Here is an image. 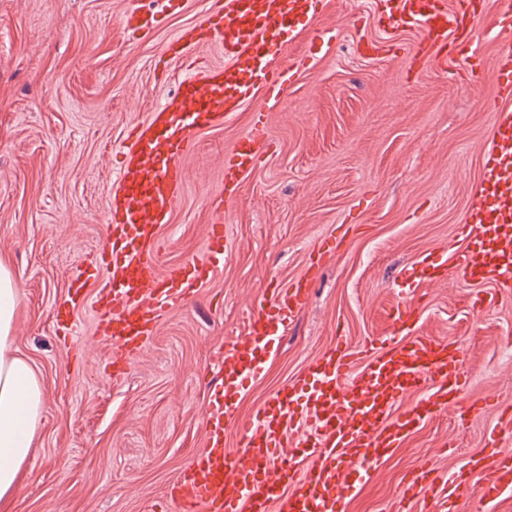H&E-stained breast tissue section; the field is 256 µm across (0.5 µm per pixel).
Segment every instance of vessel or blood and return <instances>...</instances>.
I'll return each mask as SVG.
<instances>
[{
  "label": "vessel or blood",
  "instance_id": "b4317fda",
  "mask_svg": "<svg viewBox=\"0 0 512 512\" xmlns=\"http://www.w3.org/2000/svg\"><path fill=\"white\" fill-rule=\"evenodd\" d=\"M320 0H222L192 29L170 39L166 56L185 62L177 89L128 133V151L109 189V222L95 263L105 274L97 300V329L112 353V377L121 379L130 361L151 342L163 313L184 305L214 276L229 229L210 225L208 249L167 268L157 261L160 228L169 222L183 187V158L196 135L232 118L255 91L278 98L309 57L283 64L279 48L310 24ZM390 26L413 24L425 39L424 67L436 65L448 45L463 52L466 68L475 57L470 24L487 0H457L446 10L440 0H379ZM182 0H142L129 14L134 38L149 35ZM217 47L226 64L197 68L187 59L200 46ZM266 135L263 114L224 162V186L231 199L241 176L259 158ZM461 249L403 271L422 283L453 267L460 280L512 288V109L498 113L484 155L465 224ZM85 270H76L70 299L56 312L66 330L75 328L72 311L83 302ZM309 277L267 288L247 320V330L226 344L217 359L220 387L209 402L207 445L189 461L169 490L178 512H345L357 482L417 432L436 412L452 410L467 384L462 353L453 344L418 331L419 306L394 305L388 321L390 345L368 341L364 358L336 346L311 364L306 376L289 383L256 411L246 429L244 460L224 446V426L235 418L241 396L274 356L288 327L304 308ZM491 432L477 460L462 470L437 475L424 467L398 491L392 512H423L434 504L447 512L475 478L481 507L512 498V456Z\"/></svg>",
  "mask_w": 512,
  "mask_h": 512
}]
</instances>
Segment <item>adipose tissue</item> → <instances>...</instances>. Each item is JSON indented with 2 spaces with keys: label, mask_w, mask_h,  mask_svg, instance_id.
Listing matches in <instances>:
<instances>
[{
  "label": "adipose tissue",
  "mask_w": 512,
  "mask_h": 512,
  "mask_svg": "<svg viewBox=\"0 0 512 512\" xmlns=\"http://www.w3.org/2000/svg\"><path fill=\"white\" fill-rule=\"evenodd\" d=\"M20 304L10 264L0 256V512H13L21 469L46 408L33 367L12 349V328Z\"/></svg>",
  "instance_id": "adipose-tissue-1"
}]
</instances>
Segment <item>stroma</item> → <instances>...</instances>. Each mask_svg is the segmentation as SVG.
I'll return each instance as SVG.
<instances>
[{"label":"stroma","instance_id":"1","mask_svg":"<svg viewBox=\"0 0 512 512\" xmlns=\"http://www.w3.org/2000/svg\"><path fill=\"white\" fill-rule=\"evenodd\" d=\"M214 0L182 11L137 42L124 32L138 0H0V254L21 294L13 346L43 385L46 412L22 471L14 512H156L205 445L215 359L244 333L266 288L314 269L308 303L224 433L234 457L256 409L344 338L386 340L399 301L418 298L429 335L458 345L472 383L454 412L433 417L386 457L347 512H386L422 465L458 469L512 405V292L447 275L408 291L402 270L460 248L483 153L497 118L503 0L474 22L475 76L457 58L417 75L421 29L378 21L377 0H323L286 47L314 33L329 44L278 100L256 94L232 120L200 132L183 159L184 189L160 231V267L207 249V227L232 236L213 279L163 314L151 343L120 380L98 335L91 275L62 332L54 308L69 272L102 245L107 188L124 132L172 93L181 62L163 52ZM268 133L231 203L214 210L224 157L257 112Z\"/></svg>","mask_w":512,"mask_h":512}]
</instances>
